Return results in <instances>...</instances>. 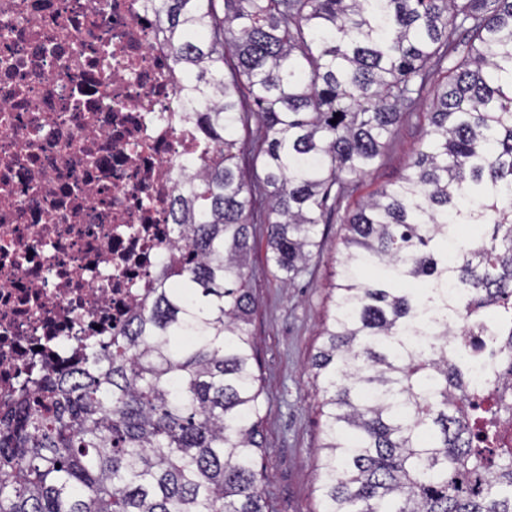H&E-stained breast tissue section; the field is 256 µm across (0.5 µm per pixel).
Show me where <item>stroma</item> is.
<instances>
[{
    "instance_id": "obj_1",
    "label": "stroma",
    "mask_w": 512,
    "mask_h": 512,
    "mask_svg": "<svg viewBox=\"0 0 512 512\" xmlns=\"http://www.w3.org/2000/svg\"><path fill=\"white\" fill-rule=\"evenodd\" d=\"M430 109L426 100L407 112L383 156L366 176L351 184L325 227L321 253L295 287H282L266 259V202L255 203L249 273L259 308L252 330L257 341L255 372L266 401L262 424L266 450L259 464L267 475L265 492L273 512H321L317 487L322 394L309 365L321 343L318 327L332 307L329 284L339 268L343 221L360 200L406 174L423 140Z\"/></svg>"
}]
</instances>
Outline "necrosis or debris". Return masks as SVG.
<instances>
[{
    "label": "necrosis or debris",
    "mask_w": 512,
    "mask_h": 512,
    "mask_svg": "<svg viewBox=\"0 0 512 512\" xmlns=\"http://www.w3.org/2000/svg\"><path fill=\"white\" fill-rule=\"evenodd\" d=\"M201 134L142 0H0V404L148 300Z\"/></svg>",
    "instance_id": "obj_1"
}]
</instances>
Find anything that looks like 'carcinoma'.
<instances>
[{"label": "carcinoma", "instance_id": "1", "mask_svg": "<svg viewBox=\"0 0 512 512\" xmlns=\"http://www.w3.org/2000/svg\"><path fill=\"white\" fill-rule=\"evenodd\" d=\"M144 2L191 82L199 163L128 330L0 415V512H272L254 201L291 285L349 182L429 96L409 172L345 218L310 364L318 492L322 512H512V0ZM253 118L263 176L247 181L238 129ZM466 336L471 358L499 359L487 386L455 356Z\"/></svg>", "mask_w": 512, "mask_h": 512}]
</instances>
